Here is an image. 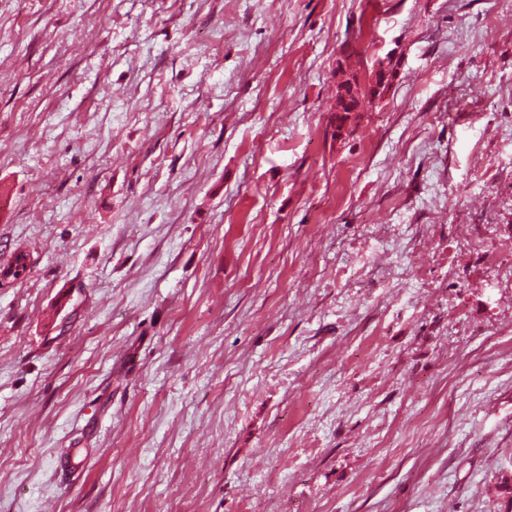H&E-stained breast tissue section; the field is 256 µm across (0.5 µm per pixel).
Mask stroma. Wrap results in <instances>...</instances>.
Masks as SVG:
<instances>
[{
    "label": "stroma",
    "mask_w": 512,
    "mask_h": 512,
    "mask_svg": "<svg viewBox=\"0 0 512 512\" xmlns=\"http://www.w3.org/2000/svg\"><path fill=\"white\" fill-rule=\"evenodd\" d=\"M19 248L0 512H512V10L0 0Z\"/></svg>",
    "instance_id": "35a3bbf8"
}]
</instances>
